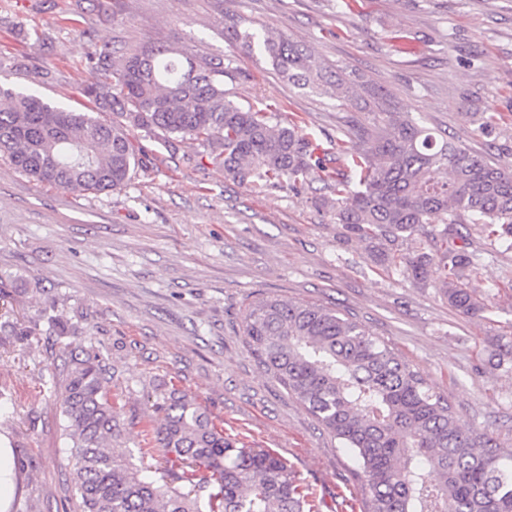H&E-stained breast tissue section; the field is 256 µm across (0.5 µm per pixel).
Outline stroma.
Here are the masks:
<instances>
[{"label":"stroma","mask_w":512,"mask_h":512,"mask_svg":"<svg viewBox=\"0 0 512 512\" xmlns=\"http://www.w3.org/2000/svg\"><path fill=\"white\" fill-rule=\"evenodd\" d=\"M0 0V82L80 108L87 57L169 42L232 59L231 100L275 107L336 158L354 106L283 80L261 54L235 53L228 16L289 35L316 56L384 86L398 111L512 169V0ZM46 79H38V71ZM498 129H482L479 113ZM137 143L143 166L120 190L37 184L0 155V460L13 477L0 512H65L74 497L63 435L65 348L94 347L121 409L115 447L139 454L160 392L196 398L224 435L285 461L317 512H368L352 455L248 352V297L335 308L362 323L458 423L512 449V250L470 229L482 259L466 316L435 288L377 266L368 246L301 193L254 189L202 161L192 141ZM70 327L55 336L49 317Z\"/></svg>","instance_id":"stroma-1"}]
</instances>
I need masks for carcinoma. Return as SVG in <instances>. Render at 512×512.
I'll list each match as a JSON object with an SVG mask.
<instances>
[{
	"label": "carcinoma",
	"instance_id": "cac0c4a2",
	"mask_svg": "<svg viewBox=\"0 0 512 512\" xmlns=\"http://www.w3.org/2000/svg\"><path fill=\"white\" fill-rule=\"evenodd\" d=\"M229 35L238 53L262 54L288 83L358 111L384 115L357 126L360 146L337 143L329 168L318 144L273 109L228 98L231 64L154 44L117 57L89 55L93 78L79 111L0 84V154L34 181L65 190L122 189L140 166L135 133L191 140L224 175L255 188L327 184L322 205L358 239L379 248L384 270L431 286L459 313L485 310L467 272L479 257L455 240L467 220L512 247V172L451 138L436 137L389 92L369 86L284 33L243 16ZM110 112L116 120L97 116ZM419 236L416 249L402 243ZM242 335L259 366L350 452L371 492L369 512H512V450L465 429L427 386L361 323L317 303L259 295L246 305ZM63 432L75 461L73 512H311L295 475L263 448L237 447L191 396L160 397L147 425L162 451L161 476L143 474L112 448L120 413L93 347L69 350Z\"/></svg>",
	"mask_w": 512,
	"mask_h": 512
}]
</instances>
